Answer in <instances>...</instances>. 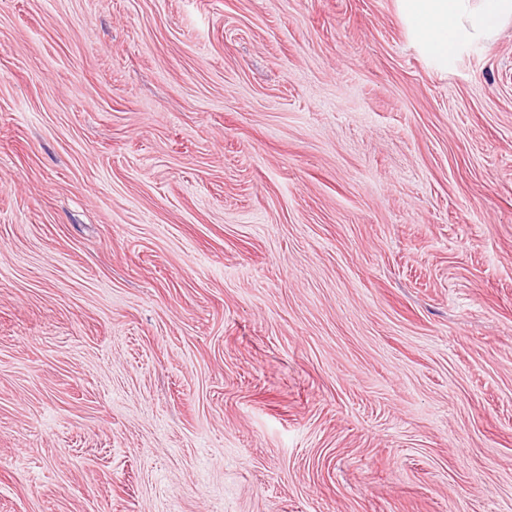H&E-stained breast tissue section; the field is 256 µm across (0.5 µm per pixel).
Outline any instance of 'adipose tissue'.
<instances>
[{
  "mask_svg": "<svg viewBox=\"0 0 512 512\" xmlns=\"http://www.w3.org/2000/svg\"><path fill=\"white\" fill-rule=\"evenodd\" d=\"M402 15L427 52L448 59L467 43H491L512 22V0H399Z\"/></svg>",
  "mask_w": 512,
  "mask_h": 512,
  "instance_id": "1",
  "label": "adipose tissue"
}]
</instances>
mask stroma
I'll return each mask as SVG.
<instances>
[{"label":"stroma","instance_id":"35a3bbf8","mask_svg":"<svg viewBox=\"0 0 512 512\" xmlns=\"http://www.w3.org/2000/svg\"><path fill=\"white\" fill-rule=\"evenodd\" d=\"M0 512H512V23L0 0ZM410 31L427 52L448 60L467 43L494 41L512 22V0H398Z\"/></svg>","mask_w":512,"mask_h":512}]
</instances>
